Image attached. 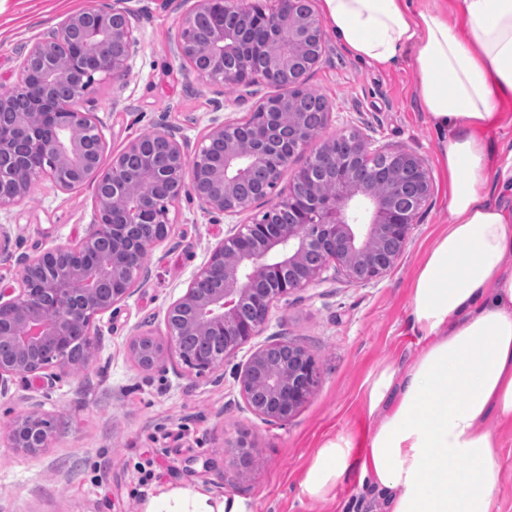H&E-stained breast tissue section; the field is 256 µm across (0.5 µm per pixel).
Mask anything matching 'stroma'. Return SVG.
Masks as SVG:
<instances>
[{"label": "stroma", "mask_w": 512, "mask_h": 512, "mask_svg": "<svg viewBox=\"0 0 512 512\" xmlns=\"http://www.w3.org/2000/svg\"><path fill=\"white\" fill-rule=\"evenodd\" d=\"M100 2L0 0V89L15 83L24 45ZM124 5L142 16L132 69L120 80L94 75L83 102L103 123L107 152H120L131 139L162 126L197 143L214 110L245 119L270 94L264 85L220 89L184 68L172 52L182 0H124ZM307 86L332 108L327 134L358 128L375 146L416 151L432 171L434 195L395 266L365 285L327 271L321 284L275 302L258 335L216 369L201 373L175 357L165 370L144 371L131 358V338L164 334L168 307L185 293L225 233L261 218L277 200L269 195L237 218L219 220L182 197L170 210V236L147 257L146 272L120 314L96 317L100 336L93 363L66 375L46 370L40 381H16L0 394V512H139L159 483L234 492L251 499L254 512H341L344 503L360 498L355 471L325 502L302 496L299 483L322 441L344 430L366 432L373 376L415 352L406 325L409 289L425 251L448 225V198L438 169V136L416 97L411 65L371 67L329 30ZM94 222L92 185L63 192L40 179L26 199L0 212V224L9 225L12 235L10 257L0 258V289L17 285L23 257L82 238ZM272 340L304 347L318 373L311 397L283 423L253 414L234 378L235 368ZM34 405L53 425L52 442L36 453L14 451L8 425ZM241 438L252 444L253 463L246 470L232 461V447Z\"/></svg>", "instance_id": "obj_1"}]
</instances>
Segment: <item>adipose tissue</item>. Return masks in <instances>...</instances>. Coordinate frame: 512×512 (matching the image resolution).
I'll list each match as a JSON object with an SVG mask.
<instances>
[{
    "mask_svg": "<svg viewBox=\"0 0 512 512\" xmlns=\"http://www.w3.org/2000/svg\"><path fill=\"white\" fill-rule=\"evenodd\" d=\"M319 0L320 15L356 58L380 67L408 59L417 96L440 139L448 228L419 265L408 323L419 349L374 377L376 423L317 448L300 483L326 499L359 465L385 512H497L496 428L512 424V169L484 138L512 100V0ZM469 35L461 37L457 21ZM141 512H253L250 499L156 485Z\"/></svg>",
    "mask_w": 512,
    "mask_h": 512,
    "instance_id": "obj_1",
    "label": "adipose tissue"
}]
</instances>
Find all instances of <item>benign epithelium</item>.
<instances>
[{
    "instance_id": "1",
    "label": "benign epithelium",
    "mask_w": 512,
    "mask_h": 512,
    "mask_svg": "<svg viewBox=\"0 0 512 512\" xmlns=\"http://www.w3.org/2000/svg\"><path fill=\"white\" fill-rule=\"evenodd\" d=\"M121 3L67 16L21 52L16 83L0 92V211L41 177L62 192L94 182L96 209L82 239L25 257L18 287L0 289V338L17 344L14 356L0 355L1 394L17 377L28 383L49 368L67 374L93 362L91 324L131 295L184 193L216 217L237 216L275 189L296 152L315 145L272 206L288 222L231 228L168 307L165 336L131 340L143 370L162 371L175 356L199 371L221 366L267 323L273 302L319 284L331 264L352 284L382 278L434 194L415 151L375 147L357 129L320 140L296 109L324 44L311 0H274L267 13L246 0H193L174 48L189 71L214 84L263 82L288 94L262 99L246 120L212 116L193 148L163 126L106 156L101 121L82 99L88 76L130 72L139 19ZM200 19L208 21L202 35ZM133 183L155 191L134 194ZM236 378L252 412L286 422L312 394L317 372L303 347L283 340L257 348ZM8 438L14 450L35 453L49 447L52 432L32 409L12 420Z\"/></svg>"
}]
</instances>
